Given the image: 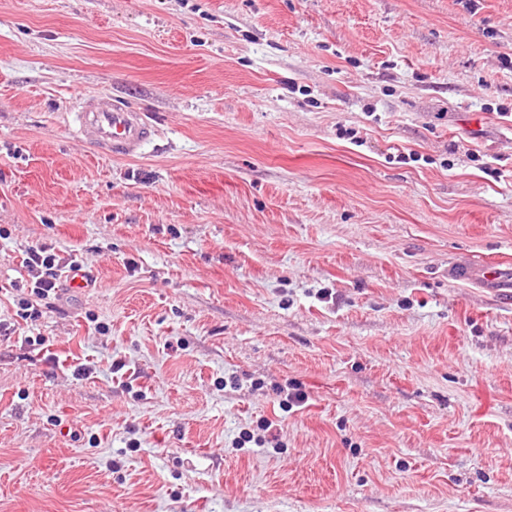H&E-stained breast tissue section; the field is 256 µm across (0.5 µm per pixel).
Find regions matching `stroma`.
<instances>
[{"instance_id": "1", "label": "stroma", "mask_w": 512, "mask_h": 512, "mask_svg": "<svg viewBox=\"0 0 512 512\" xmlns=\"http://www.w3.org/2000/svg\"><path fill=\"white\" fill-rule=\"evenodd\" d=\"M0 323V512H512V0H0ZM80 138L110 157L135 154L153 136V128L140 112L106 94H84L77 112ZM47 247L31 248L27 252L25 266L32 274L33 279L29 288L31 294L39 301L58 299L60 291L63 290L61 281L60 264L56 255L49 252ZM31 299L21 298L18 300L17 315L27 321H36L43 314L39 304Z\"/></svg>"}]
</instances>
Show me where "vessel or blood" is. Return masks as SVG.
Returning <instances> with one entry per match:
<instances>
[{
  "label": "vessel or blood",
  "mask_w": 512,
  "mask_h": 512,
  "mask_svg": "<svg viewBox=\"0 0 512 512\" xmlns=\"http://www.w3.org/2000/svg\"><path fill=\"white\" fill-rule=\"evenodd\" d=\"M77 132L100 153L110 157L135 154L153 136L141 113L106 94H86L77 114Z\"/></svg>",
  "instance_id": "1"
}]
</instances>
